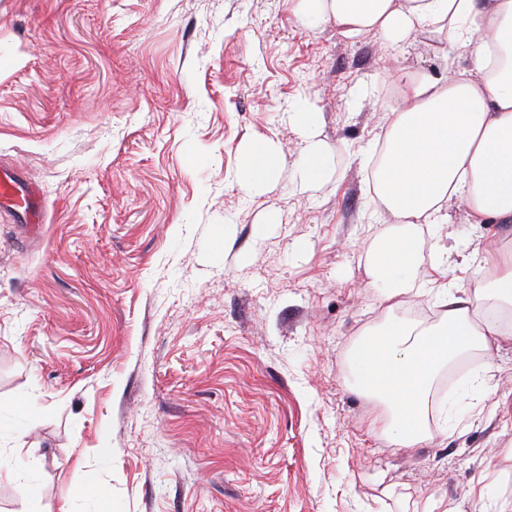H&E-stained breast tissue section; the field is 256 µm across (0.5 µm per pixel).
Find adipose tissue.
I'll return each mask as SVG.
<instances>
[{"label":"adipose tissue","instance_id":"adipose-tissue-1","mask_svg":"<svg viewBox=\"0 0 512 512\" xmlns=\"http://www.w3.org/2000/svg\"><path fill=\"white\" fill-rule=\"evenodd\" d=\"M296 17L309 28L333 21L348 37L372 32L392 48L426 32L469 50V77L403 79L374 191L390 223L406 228L438 223L454 197L465 201L471 223L512 219V0H298ZM277 169L273 145L252 140L239 182L261 190ZM423 247L405 230L375 251L369 283L384 300L408 302ZM474 262L473 287L445 285L436 325L391 320L352 353L354 380L383 405V432L396 446L430 439L427 395L446 363L512 341V247L490 242Z\"/></svg>","mask_w":512,"mask_h":512}]
</instances>
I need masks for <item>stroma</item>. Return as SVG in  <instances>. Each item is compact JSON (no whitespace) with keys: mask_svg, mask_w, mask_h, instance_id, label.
I'll list each match as a JSON object with an SVG mask.
<instances>
[{"mask_svg":"<svg viewBox=\"0 0 512 512\" xmlns=\"http://www.w3.org/2000/svg\"><path fill=\"white\" fill-rule=\"evenodd\" d=\"M421 33L311 30L291 0H0V176L45 199L28 233L0 208V447L18 448L40 512H500L512 461V341L445 367L429 442L394 446L352 384L349 355L388 317L432 326L436 290L389 308L368 284L393 235L372 163L406 72L470 69ZM320 114L329 176L300 190ZM268 140L278 175L237 180ZM425 241L417 280L512 240L460 199ZM411 304V305H412ZM472 375L481 388L465 387Z\"/></svg>","mask_w":512,"mask_h":512,"instance_id":"obj_1","label":"stroma"}]
</instances>
